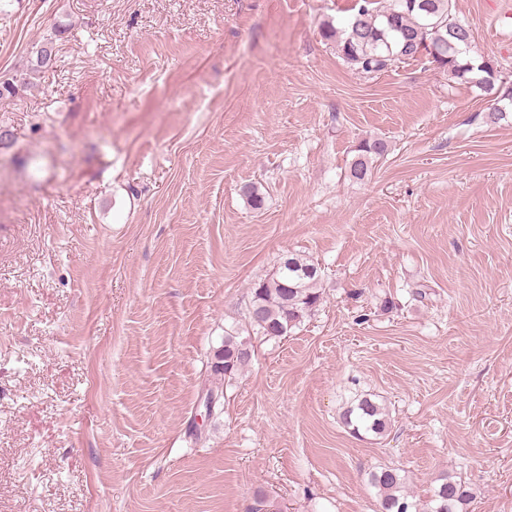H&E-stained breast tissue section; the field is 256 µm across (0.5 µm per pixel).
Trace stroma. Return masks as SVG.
Returning a JSON list of instances; mask_svg holds the SVG:
<instances>
[{
  "mask_svg": "<svg viewBox=\"0 0 512 512\" xmlns=\"http://www.w3.org/2000/svg\"><path fill=\"white\" fill-rule=\"evenodd\" d=\"M353 4L0 0V72L64 30L0 100V512H379L387 466L512 512V116L423 58L352 69L319 25ZM453 14L512 81V0ZM291 252L323 299L268 339ZM362 394L386 434L343 425ZM59 33V31L55 30L52 35L45 38L36 51L32 52L35 57H30L23 69L15 70L14 72H0V99L15 97L22 88L31 84L33 76L43 72V70L53 68V65L56 63V54L54 52L53 61L48 63L46 47L50 46L51 49H54L55 37ZM357 153L349 166L348 177L355 182L369 180L377 161L388 151L382 139H364L355 150ZM320 280V268L312 260L288 256L270 277L250 289L251 325L269 339L285 336L320 304ZM214 358L211 369L215 375H224L225 382L226 377L235 375L238 370L249 364L251 353L237 341V336H225L224 346L215 352Z\"/></svg>",
  "mask_w": 512,
  "mask_h": 512,
  "instance_id": "stroma-1",
  "label": "stroma"
}]
</instances>
